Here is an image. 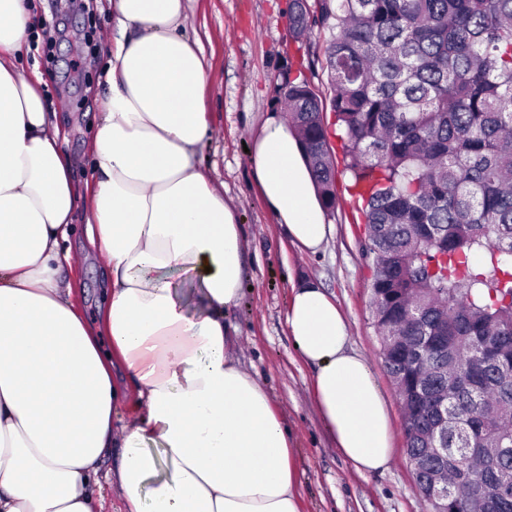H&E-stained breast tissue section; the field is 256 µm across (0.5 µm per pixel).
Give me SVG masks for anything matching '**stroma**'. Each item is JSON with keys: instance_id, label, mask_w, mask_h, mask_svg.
<instances>
[{"instance_id": "1", "label": "stroma", "mask_w": 512, "mask_h": 512, "mask_svg": "<svg viewBox=\"0 0 512 512\" xmlns=\"http://www.w3.org/2000/svg\"><path fill=\"white\" fill-rule=\"evenodd\" d=\"M39 33L22 60L25 76H39L48 111L61 131V149L74 163V178L91 175L89 140L106 93L104 70L115 32L106 0L80 11L71 0H33ZM289 0H194L193 24L203 34L215 125L203 162L238 205L248 242L245 290L230 314L232 340L242 365L282 412L293 436L301 512H427L405 453L397 390L384 369L371 309V272L362 254L363 228L348 191L349 174L336 182V207L327 221L334 233L314 254L299 252L256 192L244 144L252 143L272 113L283 110L284 79L307 80L327 97L324 49L328 31L295 38L288 29ZM81 260L70 272L76 303L95 317L104 288L105 261L88 246L83 230L71 237ZM312 276L338 303L349 324L351 349L366 356L391 417L393 458L387 469L361 475L334 450L309 391L312 370L288 335L285 313L291 287Z\"/></svg>"}]
</instances>
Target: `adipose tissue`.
I'll return each mask as SVG.
<instances>
[{"label":"adipose tissue","mask_w":512,"mask_h":512,"mask_svg":"<svg viewBox=\"0 0 512 512\" xmlns=\"http://www.w3.org/2000/svg\"><path fill=\"white\" fill-rule=\"evenodd\" d=\"M108 7L116 36L84 194L37 79L18 68L30 0H0V512H103L107 486L124 512H300L289 428L225 330L245 237L200 157L214 125L192 0ZM249 155L267 209L317 252L333 227L292 124L267 119ZM79 218L106 260L94 323L66 277ZM173 269L195 284V305ZM286 324L338 455L361 475L386 469L387 404L340 307L308 279ZM124 400L129 418L114 419Z\"/></svg>","instance_id":"1"}]
</instances>
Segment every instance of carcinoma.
<instances>
[{
    "label": "carcinoma",
    "instance_id": "obj_1",
    "mask_svg": "<svg viewBox=\"0 0 512 512\" xmlns=\"http://www.w3.org/2000/svg\"><path fill=\"white\" fill-rule=\"evenodd\" d=\"M290 28L329 31V104L361 203L374 324L405 413L420 493L443 469L455 512H512V0H290ZM283 102L323 208L336 171L317 95ZM483 255L476 267L471 255Z\"/></svg>",
    "mask_w": 512,
    "mask_h": 512
}]
</instances>
